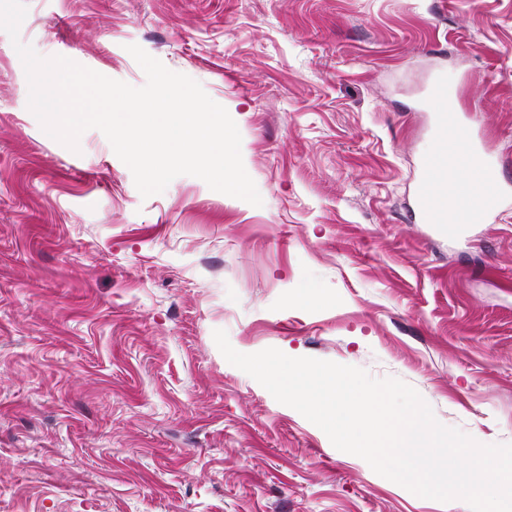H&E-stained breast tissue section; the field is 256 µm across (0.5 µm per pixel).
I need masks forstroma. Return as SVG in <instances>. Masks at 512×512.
Masks as SVG:
<instances>
[{
	"mask_svg": "<svg viewBox=\"0 0 512 512\" xmlns=\"http://www.w3.org/2000/svg\"><path fill=\"white\" fill-rule=\"evenodd\" d=\"M26 5L41 56L141 87L136 44L200 83L263 204L189 175L145 198L100 130L47 136L0 31V512H470L336 449L213 333L401 379L512 443V204L462 240L414 208L438 76L512 180V0Z\"/></svg>",
	"mask_w": 512,
	"mask_h": 512,
	"instance_id": "stroma-1",
	"label": "stroma"
}]
</instances>
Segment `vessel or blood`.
Segmentation results:
<instances>
[{
	"label": "vessel or blood",
	"mask_w": 512,
	"mask_h": 512,
	"mask_svg": "<svg viewBox=\"0 0 512 512\" xmlns=\"http://www.w3.org/2000/svg\"><path fill=\"white\" fill-rule=\"evenodd\" d=\"M443 88L440 82H433L426 95V102L435 115V125L440 132L448 134L449 138L463 137L465 131L458 120L456 113L447 111L441 104ZM465 163L475 167L477 178H485L490 169L489 162L480 158L479 152L472 142H465L461 153L448 155L443 150H435L434 154L426 160V176L421 185V193L417 198L418 210L426 223L446 224L450 218L447 212L437 209L434 200L437 196L448 193L458 194L467 209L468 221H476L497 213L503 206L512 189L501 185L490 191L472 192L458 189L448 182L449 163Z\"/></svg>",
	"instance_id": "vessel-or-blood-1"
}]
</instances>
